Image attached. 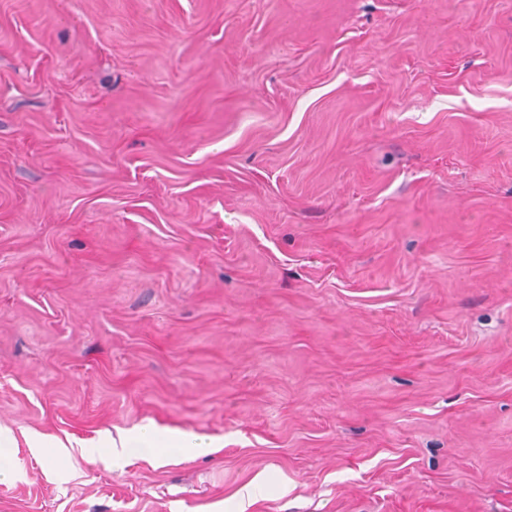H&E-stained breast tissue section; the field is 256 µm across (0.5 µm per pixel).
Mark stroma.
Masks as SVG:
<instances>
[{
  "mask_svg": "<svg viewBox=\"0 0 512 512\" xmlns=\"http://www.w3.org/2000/svg\"><path fill=\"white\" fill-rule=\"evenodd\" d=\"M0 426V512H512V0H0ZM136 442H146L152 448H168L173 451L174 456L182 457L208 455L216 452L218 448H223V444L210 436L189 434L161 428L154 424L133 428L120 435L118 442L112 438L111 433H104L99 436L98 440L92 441L84 447L90 448V455H93L98 448L111 449L113 447L112 466L119 467L139 449L131 448ZM27 443L35 454L53 461L64 457V455L68 453V448L72 447L70 442V445H68L59 439H51L37 432H32L28 435ZM43 448H53V452L45 456Z\"/></svg>",
  "mask_w": 512,
  "mask_h": 512,
  "instance_id": "1",
  "label": "stroma"
}]
</instances>
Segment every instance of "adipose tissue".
Listing matches in <instances>:
<instances>
[{"instance_id": "obj_1", "label": "adipose tissue", "mask_w": 512, "mask_h": 512, "mask_svg": "<svg viewBox=\"0 0 512 512\" xmlns=\"http://www.w3.org/2000/svg\"><path fill=\"white\" fill-rule=\"evenodd\" d=\"M136 442L147 443L153 448H168L174 455L182 457L208 455L216 452L219 447L215 438L206 435L189 434L147 424L133 428L116 439L111 434H101L98 440L90 442L89 448L93 451L102 447L112 449V464L118 467L128 461L133 453L132 445Z\"/></svg>"}]
</instances>
